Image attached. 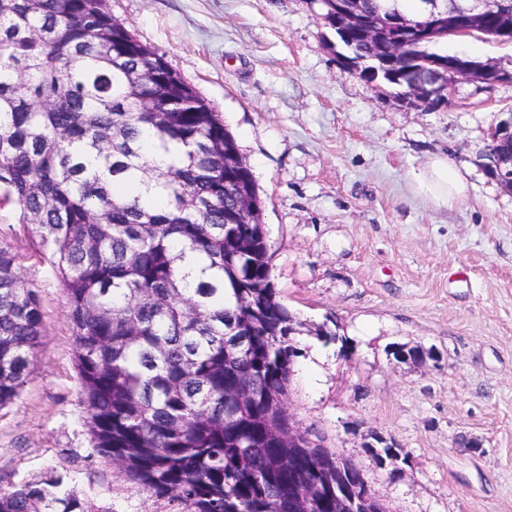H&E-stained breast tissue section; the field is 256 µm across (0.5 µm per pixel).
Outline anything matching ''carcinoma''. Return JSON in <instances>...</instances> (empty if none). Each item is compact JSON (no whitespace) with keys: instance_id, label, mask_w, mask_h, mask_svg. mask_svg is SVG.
Here are the masks:
<instances>
[{"instance_id":"carcinoma-1","label":"carcinoma","mask_w":512,"mask_h":512,"mask_svg":"<svg viewBox=\"0 0 512 512\" xmlns=\"http://www.w3.org/2000/svg\"><path fill=\"white\" fill-rule=\"evenodd\" d=\"M408 0H358L414 19ZM358 57L383 55L350 33ZM409 40L393 69L420 77L448 59ZM147 72L154 79L133 85ZM182 148L164 168L143 138ZM221 113L139 42L104 0H0V207L39 240L67 298L94 451L180 512H290L323 487L326 448L298 452L288 479L293 323L271 282L262 200ZM44 317L0 241V407L43 345ZM327 466L315 473L306 455ZM70 476L0 492V512H92Z\"/></svg>"}]
</instances>
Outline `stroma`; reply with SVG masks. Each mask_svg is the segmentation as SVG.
I'll list each match as a JSON object with an SVG mask.
<instances>
[{"mask_svg": "<svg viewBox=\"0 0 512 512\" xmlns=\"http://www.w3.org/2000/svg\"><path fill=\"white\" fill-rule=\"evenodd\" d=\"M107 6L221 113L251 168L271 280L295 319L297 420L355 459L390 512H512V193L482 167L491 128L512 119V84L400 103L339 65L317 0ZM436 49L512 71V44L483 35ZM437 153L468 184L447 209L411 185ZM0 241L21 256L46 328L0 408V490L64 469L94 512H179L95 453L60 282L8 207ZM397 343L424 358L395 361ZM369 428L409 455L401 476L363 448Z\"/></svg>", "mask_w": 512, "mask_h": 512, "instance_id": "1", "label": "stroma"}]
</instances>
